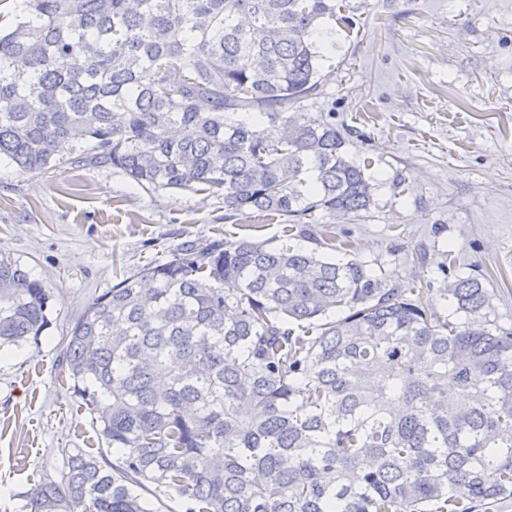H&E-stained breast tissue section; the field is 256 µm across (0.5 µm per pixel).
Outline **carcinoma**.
Instances as JSON below:
<instances>
[{"label": "carcinoma", "mask_w": 512, "mask_h": 512, "mask_svg": "<svg viewBox=\"0 0 512 512\" xmlns=\"http://www.w3.org/2000/svg\"><path fill=\"white\" fill-rule=\"evenodd\" d=\"M336 0H24L0 31V159L110 165L285 241L203 239L97 296L63 336L116 462L62 449L28 512H480L512 498V330L480 275L429 288L336 262L374 185L321 92ZM309 239L308 251L289 244ZM50 292L0 258V346L48 326Z\"/></svg>", "instance_id": "obj_1"}]
</instances>
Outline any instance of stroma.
Masks as SVG:
<instances>
[{
	"mask_svg": "<svg viewBox=\"0 0 512 512\" xmlns=\"http://www.w3.org/2000/svg\"><path fill=\"white\" fill-rule=\"evenodd\" d=\"M323 92L307 103L348 128L371 176L370 209L341 220L357 258L433 288L455 252L479 272L512 328V0H336ZM284 220L228 219L219 200L150 192L112 166L62 163L34 175L0 162V255L52 292L49 326L0 348V512L60 480L62 449L109 452L97 415L62 385L61 335L124 273L201 238L280 244Z\"/></svg>",
	"mask_w": 512,
	"mask_h": 512,
	"instance_id": "35a3bbf8",
	"label": "stroma"
}]
</instances>
